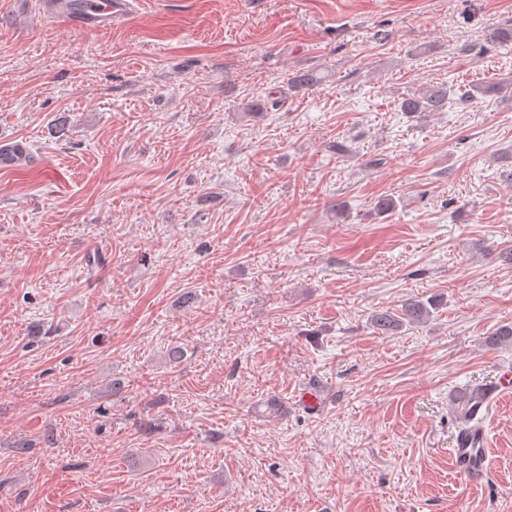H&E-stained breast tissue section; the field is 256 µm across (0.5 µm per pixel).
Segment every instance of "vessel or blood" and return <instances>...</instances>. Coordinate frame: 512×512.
I'll use <instances>...</instances> for the list:
<instances>
[{
    "label": "vessel or blood",
    "mask_w": 512,
    "mask_h": 512,
    "mask_svg": "<svg viewBox=\"0 0 512 512\" xmlns=\"http://www.w3.org/2000/svg\"><path fill=\"white\" fill-rule=\"evenodd\" d=\"M42 10L53 20H63L68 27L94 32L131 18L134 13L132 0H45ZM453 469L470 480L485 476L486 448L481 435H460L450 451Z\"/></svg>",
    "instance_id": "obj_1"
}]
</instances>
